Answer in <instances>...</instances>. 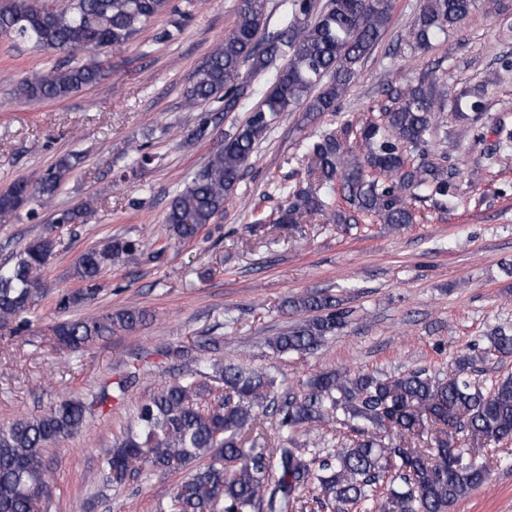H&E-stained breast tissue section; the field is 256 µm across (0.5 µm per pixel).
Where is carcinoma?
I'll return each mask as SVG.
<instances>
[{
    "mask_svg": "<svg viewBox=\"0 0 512 512\" xmlns=\"http://www.w3.org/2000/svg\"><path fill=\"white\" fill-rule=\"evenodd\" d=\"M169 0H69L49 9L39 0H14L0 9V34L60 52L100 50L133 41L168 7ZM287 23L260 36L264 0H238L237 20L224 42L205 58L184 91V103L195 108L224 94V111L242 107L254 93L252 79L277 59L274 88L235 131L224 147L194 174L171 200L165 215L170 236L195 238L224 213L243 170L259 142L281 112L301 107L315 117L335 110L336 102L357 79L368 56L391 22L392 0H284ZM476 7V0H423L405 36L414 51L428 50ZM107 70L98 61L36 72L16 90L29 103L63 101L99 83ZM436 77L403 82L388 97L382 120L346 124L324 132L310 148L309 175L329 191L340 187L349 210L383 224L416 221L412 202L438 197L451 205L456 198L452 169L427 160V147L448 132L433 123L445 103ZM456 106L462 117L474 113L473 134L485 107L483 91L465 95ZM354 134L359 150L349 143ZM417 154L420 160H411ZM73 169L64 156L36 181L20 179L0 192V222L8 220L37 196L52 195ZM329 202L311 190L299 191L281 211L279 224H296L305 213H322ZM49 237L34 240L11 265H0V324L19 320L32 301V289L53 254ZM140 251V243L112 238L86 250L75 263L86 287L65 293L59 308L85 303L97 291L96 281L116 261ZM286 307L298 316L270 341L280 355L311 353L326 337L349 322L350 310L328 291L292 296ZM146 310L128 307L107 314L65 319L54 327L56 343L71 352L142 324ZM491 351L512 354V332L497 328ZM488 353H462L454 374L444 380L425 369L399 376L328 370L312 377L304 396H282L279 370H254L242 364H213L211 380L224 395L208 401L212 386L187 374L164 386L137 409L134 423L113 448L100 456L110 482L122 485L151 476L164 477L192 462L195 467L175 496L176 512H205L224 501V512H295L299 492L316 488L317 508L349 512L368 503V512H452L454 505L484 484L487 462L448 450V429L467 433L477 442L512 441V375L489 390L471 376ZM89 406L79 395L60 398L34 416L0 426V512H38L50 474L44 448L74 436L84 425ZM275 416L276 446L262 432L264 418ZM336 420L351 426L354 439L341 448L312 455L300 447L301 432Z\"/></svg>",
    "mask_w": 512,
    "mask_h": 512,
    "instance_id": "carcinoma-1",
    "label": "carcinoma"
}]
</instances>
